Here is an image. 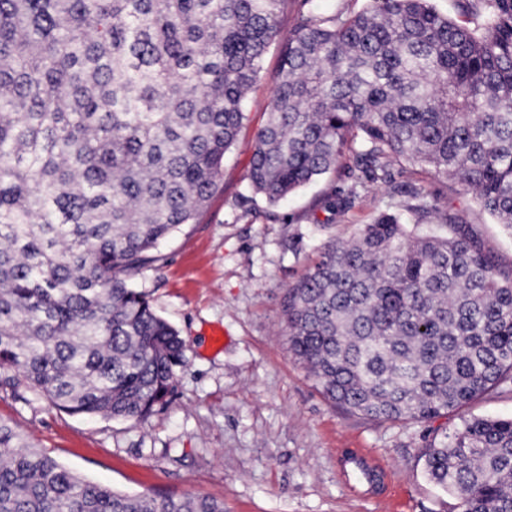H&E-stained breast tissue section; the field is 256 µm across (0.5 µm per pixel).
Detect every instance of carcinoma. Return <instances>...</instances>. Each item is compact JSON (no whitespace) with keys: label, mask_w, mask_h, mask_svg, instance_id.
<instances>
[{"label":"carcinoma","mask_w":512,"mask_h":512,"mask_svg":"<svg viewBox=\"0 0 512 512\" xmlns=\"http://www.w3.org/2000/svg\"><path fill=\"white\" fill-rule=\"evenodd\" d=\"M463 23L430 0L311 13L288 0H0V386L70 414L141 422L183 361L129 279L217 190L273 45L281 66L250 161L276 204L336 170L418 165L512 233V0ZM383 212L288 289V336L322 393L422 422L512 385V270L466 224ZM461 512H512V418L426 451ZM0 512H224L207 496L86 481L0 418Z\"/></svg>","instance_id":"obj_1"}]
</instances>
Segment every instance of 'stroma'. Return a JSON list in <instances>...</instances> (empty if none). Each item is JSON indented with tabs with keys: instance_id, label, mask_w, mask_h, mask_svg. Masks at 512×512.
Instances as JSON below:
<instances>
[{
	"instance_id": "stroma-1",
	"label": "stroma",
	"mask_w": 512,
	"mask_h": 512,
	"mask_svg": "<svg viewBox=\"0 0 512 512\" xmlns=\"http://www.w3.org/2000/svg\"><path fill=\"white\" fill-rule=\"evenodd\" d=\"M366 5L293 0L279 27L289 32L314 10L350 15ZM279 63L278 48H270L238 143L206 207L132 278L185 343L167 403L133 424L70 415L35 392L19 399L0 387V418L82 478L124 493L210 496L223 500L224 512H387L379 495L347 486L342 454L362 448L401 490L402 512H458V496L428 480L425 451L462 420L512 418V388L418 423L347 412L321 393L291 351L286 294L325 243L349 239L380 213L396 212L415 224L398 192L408 182L420 184L440 212L469 224L505 271L512 269V233L459 183L406 163L357 183L348 157L277 205L254 195L250 157L267 121ZM352 188L357 196L348 211L321 209L322 198Z\"/></svg>"
}]
</instances>
